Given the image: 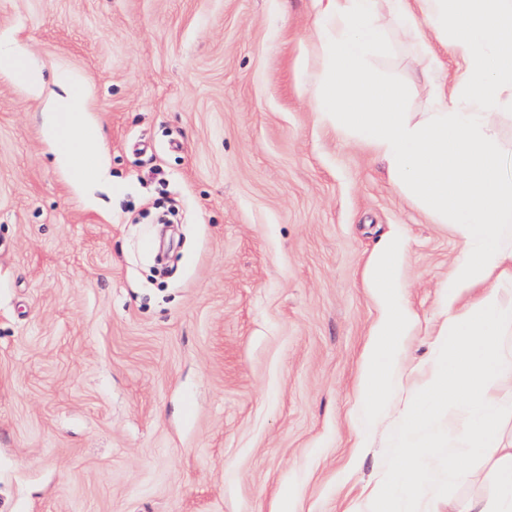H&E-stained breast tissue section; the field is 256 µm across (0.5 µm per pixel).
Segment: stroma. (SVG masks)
I'll use <instances>...</instances> for the list:
<instances>
[{
	"label": "stroma",
	"mask_w": 512,
	"mask_h": 512,
	"mask_svg": "<svg viewBox=\"0 0 512 512\" xmlns=\"http://www.w3.org/2000/svg\"><path fill=\"white\" fill-rule=\"evenodd\" d=\"M315 0H0V38L77 78L111 191L50 161L42 99L0 73V512H355L378 316L369 258L406 241L412 366L462 250L386 162L309 105ZM370 67L425 111L394 26ZM178 211L166 271L162 208Z\"/></svg>",
	"instance_id": "obj_1"
}]
</instances>
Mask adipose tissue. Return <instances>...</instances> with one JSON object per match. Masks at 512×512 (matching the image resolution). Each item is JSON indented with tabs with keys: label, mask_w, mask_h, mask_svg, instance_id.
Segmentation results:
<instances>
[{
	"label": "adipose tissue",
	"mask_w": 512,
	"mask_h": 512,
	"mask_svg": "<svg viewBox=\"0 0 512 512\" xmlns=\"http://www.w3.org/2000/svg\"><path fill=\"white\" fill-rule=\"evenodd\" d=\"M317 3L323 73L314 111L382 156L395 187L434 223L453 225L463 245L435 332L442 354L420 383L404 360L415 320L402 301L405 241L387 240L368 265L366 282L381 314L363 352L355 445L369 447L385 434L393 452L362 504L370 512H439L435 481L419 466L431 445L423 428L452 417L462 402L470 417L457 431L447 482L464 481L466 462L481 458L492 492L457 498L448 512H512V440L504 435L512 422V158L502 152L494 118L512 92V0ZM385 18L415 42L428 30L450 38L454 77L438 79L437 55H425L432 102L416 118L405 110L403 87L367 67L384 40ZM61 86L62 93L48 95L39 78L29 82L32 96L44 100L43 132L55 161L78 182L108 183L79 83L68 77Z\"/></svg>",
	"instance_id": "ef3b65f1"
}]
</instances>
